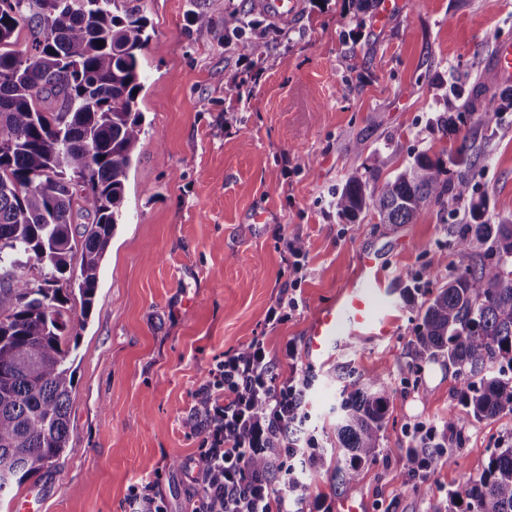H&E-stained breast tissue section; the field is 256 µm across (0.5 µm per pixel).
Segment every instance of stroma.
I'll list each match as a JSON object with an SVG mask.
<instances>
[{"instance_id": "1", "label": "stroma", "mask_w": 512, "mask_h": 512, "mask_svg": "<svg viewBox=\"0 0 512 512\" xmlns=\"http://www.w3.org/2000/svg\"><path fill=\"white\" fill-rule=\"evenodd\" d=\"M239 2L137 0L151 35L140 57L144 132L90 315L71 311L85 326L68 446L54 467L1 500L0 512H16L31 493L38 512H129L134 484L157 485L169 512H188L196 393L215 361L257 338L273 385L313 377L302 444L327 447L342 365L383 371L394 390L376 462L344 489L325 467L308 466L297 512H336L344 498L363 512H429L432 499L447 500L494 449L512 444L509 415L446 428L463 384L445 362H424L419 382L406 378L428 290L465 265L454 231L469 221L471 201H484L486 223L512 221V110L493 131L467 115L445 133L435 125L475 90L483 105L499 106L504 84L491 57L496 42L512 40V0H396L392 10L366 13L352 0H297L294 14L267 19L287 39L260 60L224 42V17ZM201 10L211 29L190 25ZM233 78L241 96L225 94ZM463 142L476 162L464 199L429 207L413 224L338 217L337 188L374 153L388 156V179L417 151L451 154ZM296 240L304 249L294 289ZM365 250L381 254L395 290V332L310 363L309 320L356 278ZM291 296L296 309L269 323V308ZM431 444L451 463L409 473L406 454Z\"/></svg>"}]
</instances>
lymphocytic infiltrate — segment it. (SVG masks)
Wrapping results in <instances>:
<instances>
[{
	"label": "lymphocytic infiltrate",
	"mask_w": 512,
	"mask_h": 512,
	"mask_svg": "<svg viewBox=\"0 0 512 512\" xmlns=\"http://www.w3.org/2000/svg\"><path fill=\"white\" fill-rule=\"evenodd\" d=\"M270 373L259 340L252 342L249 356L228 354L210 369L198 392L203 420L194 429L200 448L191 512H294L288 492L252 469L253 459L265 451L273 419L288 411V389L272 386ZM261 402L269 419L254 414Z\"/></svg>",
	"instance_id": "lymphocytic-infiltrate-1"
}]
</instances>
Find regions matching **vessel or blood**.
<instances>
[{
	"label": "vessel or blood",
	"instance_id": "1",
	"mask_svg": "<svg viewBox=\"0 0 512 512\" xmlns=\"http://www.w3.org/2000/svg\"><path fill=\"white\" fill-rule=\"evenodd\" d=\"M379 260L362 254L358 278L315 313L305 338L309 360L323 362L352 338L383 341L394 333V292L379 275Z\"/></svg>",
	"mask_w": 512,
	"mask_h": 512
}]
</instances>
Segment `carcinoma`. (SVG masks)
Instances as JSON below:
<instances>
[{
	"mask_svg": "<svg viewBox=\"0 0 512 512\" xmlns=\"http://www.w3.org/2000/svg\"><path fill=\"white\" fill-rule=\"evenodd\" d=\"M249 0L224 19V41L238 54L261 57L269 46L253 38ZM147 18L133 0H14L0 9V498L56 465L69 440L78 336L67 333L77 285L87 317L101 261L122 216L125 182L143 132L139 58L149 42ZM25 37L26 50L16 46ZM103 46H98V42ZM483 108L479 95L463 105L476 123L498 126L512 109ZM466 143L444 161L425 149L392 179L380 180L388 158L376 153L363 175L349 176L336 193L338 215L355 223L374 211L383 224H413L425 209L469 190ZM456 169L449 168V165ZM93 217L82 242L72 234L73 204ZM461 224L463 258L474 241L486 245L421 304L415 345L421 359H443L463 382L465 414L448 411L451 430L473 420L512 415V224ZM46 271L34 287L29 261ZM310 386L303 374L288 419L267 447H295ZM393 388L384 372L351 379L328 434L336 447V484L355 483L377 460ZM448 512H512V445L495 449L487 466L448 493Z\"/></svg>",
	"mask_w": 512,
	"mask_h": 512,
	"instance_id": "obj_1",
	"label": "carcinoma"
}]
</instances>
